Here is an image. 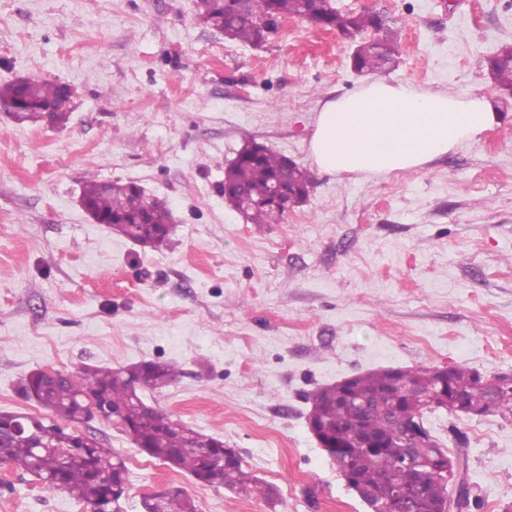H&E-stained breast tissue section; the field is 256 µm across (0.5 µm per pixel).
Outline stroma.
<instances>
[{"label": "stroma", "mask_w": 512, "mask_h": 512, "mask_svg": "<svg viewBox=\"0 0 512 512\" xmlns=\"http://www.w3.org/2000/svg\"><path fill=\"white\" fill-rule=\"evenodd\" d=\"M401 41L382 80L487 95L497 125L424 168L334 176L309 157L322 103L364 84L350 40L285 18L264 47L201 24L194 0H0V83L69 85L63 128L0 112V412H39L33 371L177 363L148 404L236 448L277 509L197 484L115 427L80 432L121 454V512L180 486L200 512H368L311 434L308 396L386 368L512 375V97L485 60L512 43V0H337ZM314 178L281 223L224 200L245 137ZM167 200L168 247L141 246L81 205L86 180ZM464 446L481 512L512 505V419L427 414ZM0 512H88L0 465Z\"/></svg>", "instance_id": "35a3bbf8"}]
</instances>
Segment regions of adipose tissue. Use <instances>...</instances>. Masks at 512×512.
<instances>
[{"mask_svg":"<svg viewBox=\"0 0 512 512\" xmlns=\"http://www.w3.org/2000/svg\"><path fill=\"white\" fill-rule=\"evenodd\" d=\"M497 119L483 95L373 80L323 104L313 124L310 159L333 175L420 169L476 140Z\"/></svg>","mask_w":512,"mask_h":512,"instance_id":"ef3b65f1","label":"adipose tissue"}]
</instances>
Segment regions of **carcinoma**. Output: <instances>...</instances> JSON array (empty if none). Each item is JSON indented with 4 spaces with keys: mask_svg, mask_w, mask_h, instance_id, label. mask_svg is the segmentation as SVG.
<instances>
[{
    "mask_svg": "<svg viewBox=\"0 0 512 512\" xmlns=\"http://www.w3.org/2000/svg\"><path fill=\"white\" fill-rule=\"evenodd\" d=\"M197 16L207 27L232 40L253 45L263 27L276 31L281 20L295 16L342 34L368 30L381 34L375 40L360 42L351 56L358 73H381L385 62L400 55L397 34L378 14L343 11L333 0H252L249 10L238 0H196ZM495 85L512 91V58L500 53L487 58ZM18 99L15 117L20 120L46 119L63 127L70 117L71 95L66 86L44 79L21 78L0 84V99ZM288 170V201L303 202L313 179L310 171L253 138L245 140L239 156L224 169V192L247 193L252 201L245 209L252 224L280 223L285 206L258 201L275 185L283 170ZM139 185L116 179L111 182L89 180L81 200L85 209L100 224H107L134 242L161 248L169 241L170 210L166 199L157 195L147 205L137 203ZM45 372L35 371L24 379L22 391L29 399L50 412L53 419L31 413H0V463L38 477L43 489L67 493L91 508V512H120V500L128 486V468L123 458L87 437L82 447L69 442L81 438L78 425L93 419L90 402L106 403L120 413L117 427L138 450L175 471H186L203 485H222L245 495L274 500L272 487L260 483L243 468L240 453L224 441L180 425L173 415L160 409L149 422H143L146 403L144 389L161 390L180 376L176 366L163 361H142L126 367H92L67 373L53 387L43 383ZM479 372L466 366L381 369L349 377L316 390L311 396L308 423L319 428L322 449L342 470L351 458H362L352 471L354 481L369 490L383 508L388 509V486L415 488L416 512H438L439 505L456 499L462 512H478L481 503L472 494L467 454L434 444L433 453L456 459L459 483L452 486L432 468H404L396 463L402 446L401 425L417 427L414 437L430 431L424 415L444 409L456 416H482L498 413L512 418V382L507 376H492L499 386L488 389ZM431 389L434 406H425L411 386ZM154 512H199L196 500L184 489L173 486L166 491Z\"/></svg>",
    "mask_w": 512,
    "mask_h": 512,
    "instance_id": "1",
    "label": "carcinoma"
}]
</instances>
